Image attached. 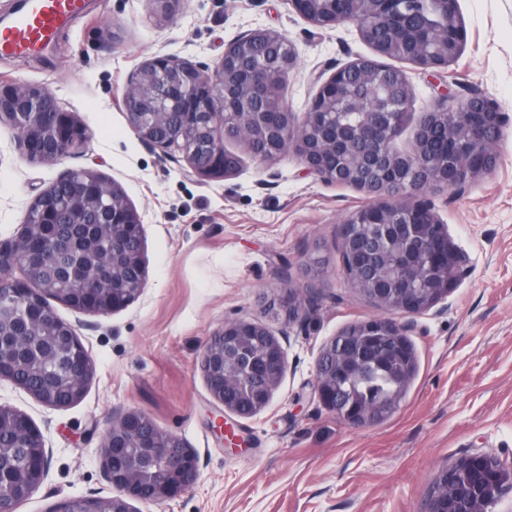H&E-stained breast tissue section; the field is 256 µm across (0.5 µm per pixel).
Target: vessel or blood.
<instances>
[{
    "mask_svg": "<svg viewBox=\"0 0 512 512\" xmlns=\"http://www.w3.org/2000/svg\"><path fill=\"white\" fill-rule=\"evenodd\" d=\"M84 8V0H25L10 23L0 28V53L46 51L60 29Z\"/></svg>",
    "mask_w": 512,
    "mask_h": 512,
    "instance_id": "obj_1",
    "label": "vessel or blood"
}]
</instances>
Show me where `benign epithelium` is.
<instances>
[{"instance_id":"1","label":"benign epithelium","mask_w":512,"mask_h":512,"mask_svg":"<svg viewBox=\"0 0 512 512\" xmlns=\"http://www.w3.org/2000/svg\"><path fill=\"white\" fill-rule=\"evenodd\" d=\"M453 19L435 33L423 22L421 0H289L297 14L318 28L356 24L361 39L372 49L336 70L320 82L307 112L297 120L286 109L266 110V98L278 88L294 65L291 43L282 35L258 29L228 43L214 70L207 72L192 62L171 55L145 60L125 86L121 105L146 145L174 157L181 155L191 172L204 179L225 178L235 172L224 160V133L234 126L241 138L265 140L259 159L269 160L295 152L308 173L323 181L348 185L364 192L371 202L355 211L339 228L343 272L350 288L385 310L386 315L346 326L320 353L324 357L343 350L348 336L372 338L366 350L346 352L357 364L371 353L391 352L399 358V392L385 407L344 402L336 394L333 374L317 363L314 390L318 401L337 419L353 428L380 424L399 407L415 372V352L409 340L413 317L448 296L467 268V257L451 240L448 226L438 219L434 205L425 198L430 188L425 178L435 166L436 185L455 188L494 170L500 155L496 146L503 134L504 117L498 104L480 92L458 97L439 96L415 129L410 149L393 146L398 134L399 110L370 108L352 130L336 121L338 104L352 96L350 81L370 90L380 80L398 77L403 110H408L413 87L403 71L389 74L378 59L387 56L389 43L403 34L413 36L415 50L407 59L423 70L448 68L467 39L460 20L458 0H436ZM154 12L170 17L181 0H150ZM15 133L22 156L43 163L58 162L82 151L89 135L75 113L64 109L44 90L22 83L0 84V125ZM66 187L71 207L77 212L100 213L112 225V238L100 256L101 270L108 276L97 280L96 294L113 287V280L131 269L139 296L146 280L143 246L130 250L126 238L143 240L141 215L122 188L93 169L68 170L32 200L45 222H55L63 212L57 188ZM425 242L431 266L443 270L442 280L429 286L426 304L419 305L399 294L416 272L410 255L415 244ZM47 267L42 246L31 240L27 224H21L12 239L0 240V288L23 294L19 304H0V324L29 317L37 292L50 280L40 277ZM133 302L124 297L91 309L83 303L71 307L103 315ZM305 298L288 289L273 303L271 311L288 324L301 319ZM55 334L75 346V390L64 400L35 396L42 405L60 409L80 401L94 374V360L76 329L62 320H52ZM199 367L213 398L224 411L249 418L263 410L285 370V351L262 324L226 320L207 339ZM23 434L32 442L38 459L27 469L30 485L18 497L0 491V512L18 507L43 483L48 471V452L40 428L26 414L14 411ZM141 449L134 456L130 449ZM106 478L119 495L112 508L95 498H81L80 512H134L131 502L157 503L186 492L198 479L197 455L178 436L159 429L148 414L128 410L112 417L102 448ZM512 492V465L506 466L487 454H472L442 469L439 487L430 495L426 512H485L486 505Z\"/></svg>"}]
</instances>
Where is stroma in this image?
Here are the masks:
<instances>
[{"label":"stroma","instance_id":"obj_1","mask_svg":"<svg viewBox=\"0 0 512 512\" xmlns=\"http://www.w3.org/2000/svg\"><path fill=\"white\" fill-rule=\"evenodd\" d=\"M459 8L467 41L448 69L402 66L414 100L394 145L410 147L445 87L482 92L508 123L490 174L427 191L469 267L447 298L415 316V374L399 409L369 428L336 419L313 389L324 344L382 314L349 287L341 262L339 227L368 196L309 174L294 152L262 161L237 142L226 145L240 159L234 174L192 175L184 158L144 145L119 106L146 59L171 55L210 71L237 36L267 29L295 48L284 103L302 118L316 76L370 55L355 26L315 27L289 0H183L167 19L149 0H91L45 56H0V82L48 91L90 134L82 153L42 164L21 157L13 131L0 125V239L16 236L42 189L90 167L140 213L147 272L140 296L119 311L55 303L94 359L81 401L52 409L0 383V404L27 414L49 450L47 475L18 512L113 496L101 446L113 416L131 409L181 437L199 464L185 493L137 512H426L448 462L485 452L512 463V0H459ZM290 288L306 299L292 326L267 310ZM227 319L263 324L286 356L268 406L237 419L246 440L237 451L215 429L224 409L199 369L207 338Z\"/></svg>","mask_w":512,"mask_h":512}]
</instances>
